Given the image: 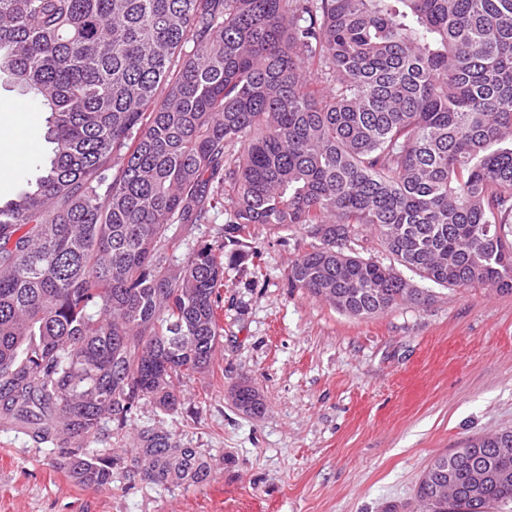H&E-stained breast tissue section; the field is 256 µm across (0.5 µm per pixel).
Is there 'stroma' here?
I'll use <instances>...</instances> for the list:
<instances>
[{"label": "stroma", "mask_w": 512, "mask_h": 512, "mask_svg": "<svg viewBox=\"0 0 512 512\" xmlns=\"http://www.w3.org/2000/svg\"><path fill=\"white\" fill-rule=\"evenodd\" d=\"M40 102L0 75V198L48 164ZM257 252L224 268V337L210 371L166 413L141 403L106 421L116 463L105 489L75 485L60 448L0 425V512H411L437 455L512 428V293L430 285L432 301L358 319L289 287L305 232L253 225ZM249 381L261 414L239 411ZM155 429L207 462L191 485L144 477L138 435Z\"/></svg>", "instance_id": "stroma-1"}]
</instances>
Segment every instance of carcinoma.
<instances>
[{"mask_svg": "<svg viewBox=\"0 0 512 512\" xmlns=\"http://www.w3.org/2000/svg\"><path fill=\"white\" fill-rule=\"evenodd\" d=\"M0 73L53 145L0 201V416L79 441L60 463L77 485L112 484L82 445L103 421L177 410L210 367L224 251L248 255L253 224L317 240L288 287L350 317L431 300L349 251L360 224L423 281L512 292V0H0ZM224 200L218 236L178 259ZM139 440L146 477H207L170 435ZM415 502H512V429L436 457Z\"/></svg>", "mask_w": 512, "mask_h": 512, "instance_id": "cac0c4a2", "label": "carcinoma"}]
</instances>
